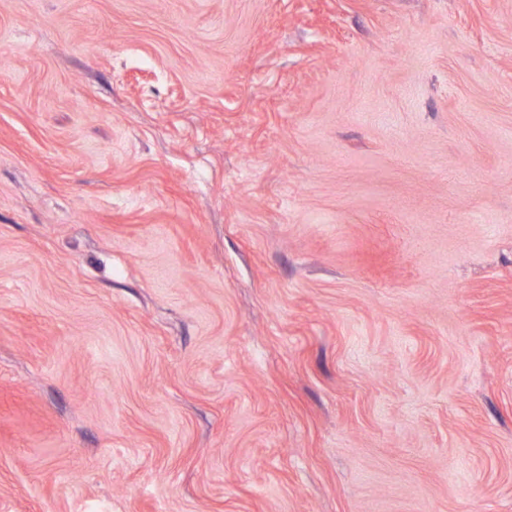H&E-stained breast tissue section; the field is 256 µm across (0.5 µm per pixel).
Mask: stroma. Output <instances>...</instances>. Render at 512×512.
Segmentation results:
<instances>
[{
  "instance_id": "35a3bbf8",
  "label": "stroma",
  "mask_w": 512,
  "mask_h": 512,
  "mask_svg": "<svg viewBox=\"0 0 512 512\" xmlns=\"http://www.w3.org/2000/svg\"><path fill=\"white\" fill-rule=\"evenodd\" d=\"M0 512H512V0H0Z\"/></svg>"
}]
</instances>
